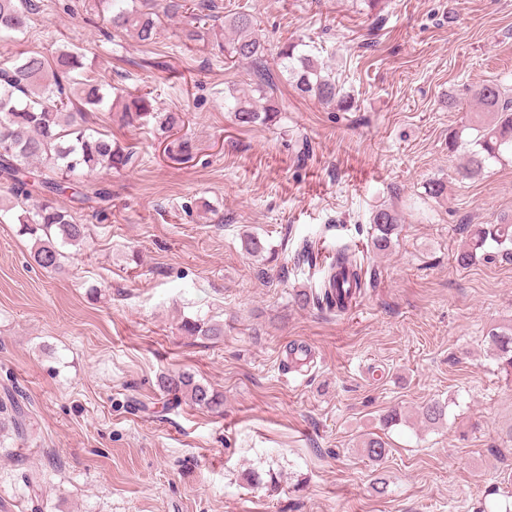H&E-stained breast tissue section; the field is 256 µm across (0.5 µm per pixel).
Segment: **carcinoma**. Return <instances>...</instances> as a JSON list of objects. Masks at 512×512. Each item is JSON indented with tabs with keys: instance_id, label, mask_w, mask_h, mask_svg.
<instances>
[{
	"instance_id": "obj_1",
	"label": "carcinoma",
	"mask_w": 512,
	"mask_h": 512,
	"mask_svg": "<svg viewBox=\"0 0 512 512\" xmlns=\"http://www.w3.org/2000/svg\"><path fill=\"white\" fill-rule=\"evenodd\" d=\"M214 7L213 0L192 5L186 0H94L93 5L108 14V24L115 33H132L145 44L154 42L165 20L180 19L177 37L181 45L192 50L209 46L224 56L226 63L248 65L251 92L261 100L277 84L285 83L322 105L350 108V96L342 92L322 64L299 49L298 43L284 44L276 61L269 63L252 14L238 11L224 16L228 36L218 37L214 28L207 26L211 18L208 11ZM40 9L41 0H0V38L14 39L25 33L30 16ZM81 68L80 53L67 45L49 57L36 51L18 52L0 65V182L7 185L6 196L0 197V222L8 216L20 225L21 232L34 240V262L55 273L62 270L61 247L77 245L88 234V225L61 206L58 197L67 196L80 205L94 197L103 200L108 193L101 191L91 197L83 192L82 178L100 171H118L134 161L132 148L90 129L87 114L109 112L122 127H134L151 118L162 130L177 123L175 116L154 111L146 94L127 98L120 89L103 92L96 79L75 75ZM469 93L482 120L461 166L465 179L480 175L488 161L512 154V99L495 83L472 86ZM224 110L234 113L239 125L249 126L266 121L276 108L269 105L260 109L254 98L232 91L224 96ZM370 221L374 247L388 250L399 226L398 215L381 206L372 211ZM465 232L467 246L455 256L459 266L473 264L480 255L486 260L500 257L512 262L511 223L469 224ZM364 284L362 268L343 249L322 268L319 288L310 293L301 291L297 299L304 306L332 310L342 307L345 298ZM181 330L189 336L224 335L223 326L202 319L182 321ZM489 342L499 369L512 377V329L491 330ZM158 386L169 407L189 402L200 409L222 412L223 396L189 373L162 375ZM0 416V425L11 426L17 438H32L27 414L7 388L0 397ZM419 417L426 424H439L448 417V403L430 401L421 407ZM363 452L380 461L390 449L383 437L375 435L364 440Z\"/></svg>"
}]
</instances>
